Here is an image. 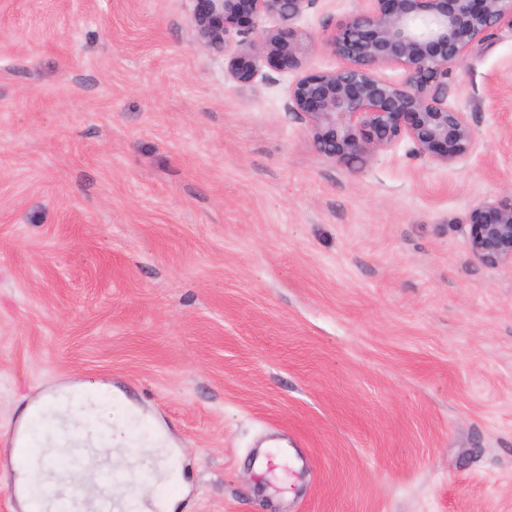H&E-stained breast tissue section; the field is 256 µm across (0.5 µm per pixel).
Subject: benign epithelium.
I'll return each mask as SVG.
<instances>
[{"label":"benign epithelium","instance_id":"obj_1","mask_svg":"<svg viewBox=\"0 0 512 512\" xmlns=\"http://www.w3.org/2000/svg\"><path fill=\"white\" fill-rule=\"evenodd\" d=\"M192 2L194 40L224 58L236 84L266 80V66L297 72L284 110L319 154L354 173L404 139L416 156L442 165L468 156L474 129L468 113L448 104V74L502 25L512 26V0H361L320 36L298 26L319 0ZM318 46L340 65L307 68ZM389 68L404 78H385ZM467 224L475 262L512 266V191L472 209Z\"/></svg>","mask_w":512,"mask_h":512}]
</instances>
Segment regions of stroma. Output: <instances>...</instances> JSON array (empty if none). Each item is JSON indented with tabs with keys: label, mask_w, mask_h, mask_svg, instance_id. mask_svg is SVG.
Returning a JSON list of instances; mask_svg holds the SVG:
<instances>
[{
	"label": "stroma",
	"mask_w": 512,
	"mask_h": 512,
	"mask_svg": "<svg viewBox=\"0 0 512 512\" xmlns=\"http://www.w3.org/2000/svg\"><path fill=\"white\" fill-rule=\"evenodd\" d=\"M192 0H0V512L11 436L77 385L112 498L171 512H512V267L466 217L512 190V29L453 71L472 152L315 150L293 75L240 89ZM288 439L263 479L259 439Z\"/></svg>",
	"instance_id": "1"
}]
</instances>
